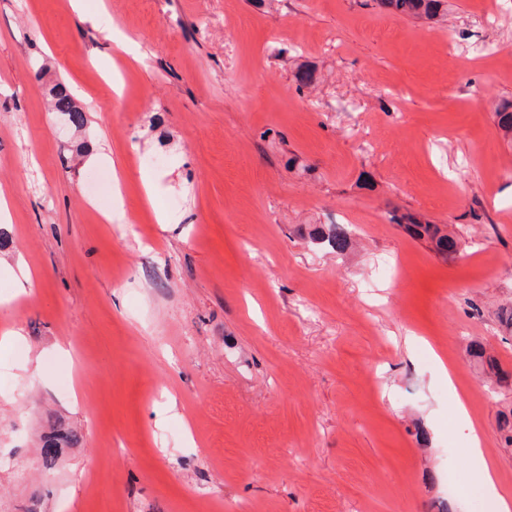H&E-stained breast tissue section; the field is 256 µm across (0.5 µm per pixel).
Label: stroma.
<instances>
[{
	"label": "stroma",
	"instance_id": "1",
	"mask_svg": "<svg viewBox=\"0 0 512 512\" xmlns=\"http://www.w3.org/2000/svg\"><path fill=\"white\" fill-rule=\"evenodd\" d=\"M503 4L430 23L378 0H0V256L35 277L24 296L0 271V335L22 333L0 352V512H473L441 358L512 494V384L469 354L512 371ZM59 83L86 115L64 136ZM53 429L81 441L47 471ZM404 224L406 231L415 239L425 240L431 249L439 256L448 259L459 253L457 241L445 233L438 224H422L410 217ZM312 240L317 243H327L336 252L345 251L350 243V233L346 224H324L316 227Z\"/></svg>",
	"mask_w": 512,
	"mask_h": 512
}]
</instances>
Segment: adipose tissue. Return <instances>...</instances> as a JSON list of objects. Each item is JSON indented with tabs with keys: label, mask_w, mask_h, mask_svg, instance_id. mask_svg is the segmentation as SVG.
Segmentation results:
<instances>
[{
	"label": "adipose tissue",
	"mask_w": 512,
	"mask_h": 512,
	"mask_svg": "<svg viewBox=\"0 0 512 512\" xmlns=\"http://www.w3.org/2000/svg\"><path fill=\"white\" fill-rule=\"evenodd\" d=\"M454 413L460 424L465 425L472 437L470 450L473 471L479 489L488 501L492 512H512V496L501 487L496 468L483 449V434L474 423L464 396H457Z\"/></svg>",
	"instance_id": "1"
}]
</instances>
